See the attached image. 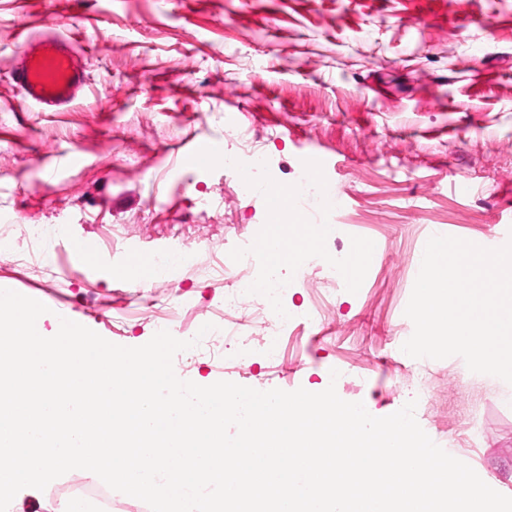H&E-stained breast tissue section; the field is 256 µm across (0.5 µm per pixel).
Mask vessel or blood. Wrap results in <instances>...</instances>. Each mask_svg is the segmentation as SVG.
Masks as SVG:
<instances>
[{"mask_svg":"<svg viewBox=\"0 0 512 512\" xmlns=\"http://www.w3.org/2000/svg\"><path fill=\"white\" fill-rule=\"evenodd\" d=\"M13 78L29 102L47 111L70 103L86 84L83 64L54 36L26 40Z\"/></svg>","mask_w":512,"mask_h":512,"instance_id":"b4317fda","label":"vessel or blood"}]
</instances>
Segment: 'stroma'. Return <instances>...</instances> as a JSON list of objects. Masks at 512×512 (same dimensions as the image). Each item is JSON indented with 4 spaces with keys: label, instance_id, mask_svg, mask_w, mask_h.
<instances>
[{
    "label": "stroma",
    "instance_id": "1",
    "mask_svg": "<svg viewBox=\"0 0 512 512\" xmlns=\"http://www.w3.org/2000/svg\"><path fill=\"white\" fill-rule=\"evenodd\" d=\"M0 0V284L44 298L53 336L62 315L129 347L155 334L195 338L224 320L225 250L263 234L260 197L237 192L223 164L193 157L198 142L269 156L266 178L292 183L322 158L343 192L348 233L333 252L370 241L376 258L360 287L340 288L314 268L290 289L294 310L318 321L283 332L282 354L225 364L222 346L179 353L181 379L265 391L319 392L338 365L337 390L384 417L410 398L412 359L395 336L421 253L435 232L496 248L512 236V0ZM68 41L87 84L57 112L15 83L26 37ZM29 224L64 237L28 239ZM99 243L85 265L75 240ZM178 245L192 265L164 282L132 286L114 274L132 255ZM428 405L415 416L452 455L512 496V385L469 372L461 357L428 360ZM475 447L456 441L465 420Z\"/></svg>",
    "mask_w": 512,
    "mask_h": 512
}]
</instances>
